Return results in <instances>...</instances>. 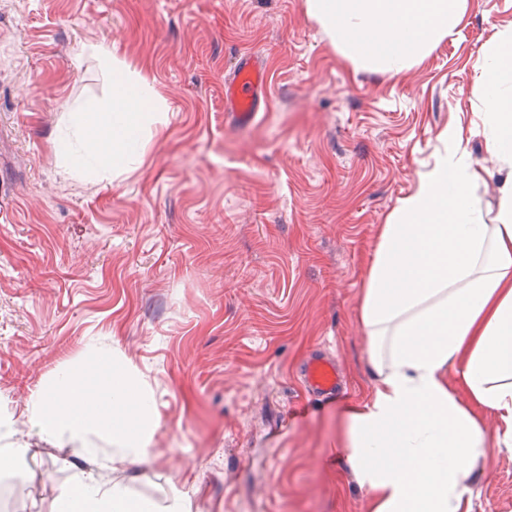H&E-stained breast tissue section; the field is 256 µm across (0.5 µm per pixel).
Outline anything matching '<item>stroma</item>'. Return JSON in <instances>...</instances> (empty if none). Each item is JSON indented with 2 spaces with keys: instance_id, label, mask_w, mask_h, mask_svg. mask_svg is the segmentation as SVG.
<instances>
[{
  "instance_id": "35a3bbf8",
  "label": "stroma",
  "mask_w": 512,
  "mask_h": 512,
  "mask_svg": "<svg viewBox=\"0 0 512 512\" xmlns=\"http://www.w3.org/2000/svg\"><path fill=\"white\" fill-rule=\"evenodd\" d=\"M512 0H470L453 35L398 75L354 68L305 0H0V411L88 341L109 343L152 391L159 426L141 495L191 512H368L327 451L374 391L359 297L379 224L414 190L449 126L497 210L479 66ZM105 47L151 84L166 122L113 175L65 170L58 130L112 95ZM267 56L270 105L224 121L236 52ZM334 355L348 393L304 406L308 353ZM88 460L39 445L19 477L41 512ZM472 512H512V449L474 467Z\"/></svg>"
}]
</instances>
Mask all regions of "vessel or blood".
<instances>
[{
	"label": "vessel or blood",
	"mask_w": 512,
	"mask_h": 512,
	"mask_svg": "<svg viewBox=\"0 0 512 512\" xmlns=\"http://www.w3.org/2000/svg\"><path fill=\"white\" fill-rule=\"evenodd\" d=\"M270 99L268 70L261 53L242 52L235 58L234 74L224 84L226 119L235 125H250L266 111ZM300 380L309 399L320 400L343 392L345 384L334 356L321 351L308 356L300 370Z\"/></svg>",
	"instance_id": "obj_1"
}]
</instances>
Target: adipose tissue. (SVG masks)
Listing matches in <instances>:
<instances>
[{
	"label": "adipose tissue",
	"mask_w": 512,
	"mask_h": 512,
	"mask_svg": "<svg viewBox=\"0 0 512 512\" xmlns=\"http://www.w3.org/2000/svg\"><path fill=\"white\" fill-rule=\"evenodd\" d=\"M467 0H306L308 14L355 67L398 74L452 35ZM486 145L509 175L487 219L483 180L458 129L418 171L385 224L359 298L373 395L347 418L343 450L368 495V512H470L476 462L512 447V30L499 31L478 76ZM159 104L150 85L112 66V96L84 123V150L63 134L58 154L105 169L134 163ZM497 419L486 433L479 412ZM29 437L93 462L46 512H189L186 493L132 495L110 480L113 462L151 459L152 393L111 348L90 344L29 398L24 422L0 414V472L25 456ZM112 449L100 454L101 445Z\"/></svg>",
	"instance_id": "obj_1"
}]
</instances>
